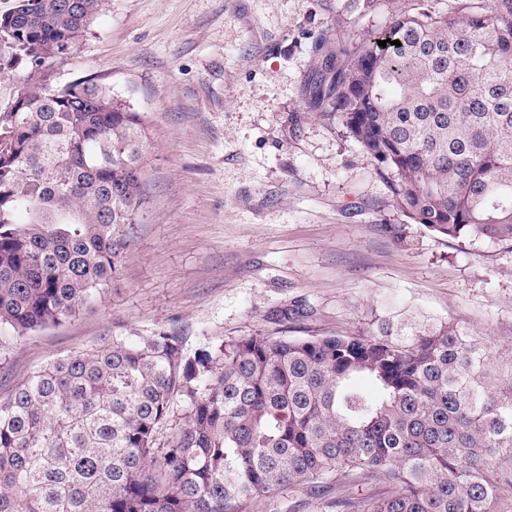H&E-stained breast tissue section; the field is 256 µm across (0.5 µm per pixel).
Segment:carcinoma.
<instances>
[{"label":"carcinoma","mask_w":512,"mask_h":512,"mask_svg":"<svg viewBox=\"0 0 512 512\" xmlns=\"http://www.w3.org/2000/svg\"><path fill=\"white\" fill-rule=\"evenodd\" d=\"M67 2L0 15V70L23 73L0 114V326L18 336L106 291L146 203L141 114L92 79L53 81L108 4ZM381 7L384 28L325 55L310 108L333 106L412 223L512 244V0L342 5ZM374 484L388 493L331 507L512 512V356L389 311L353 334L193 354L160 329L69 354L0 399V512H251ZM336 497L335 489L326 494L298 489L288 491V494L273 495L258 504L253 512H332L325 507L326 502Z\"/></svg>","instance_id":"cac0c4a2"}]
</instances>
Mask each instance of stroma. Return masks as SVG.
Wrapping results in <instances>:
<instances>
[{
    "label": "stroma",
    "mask_w": 512,
    "mask_h": 512,
    "mask_svg": "<svg viewBox=\"0 0 512 512\" xmlns=\"http://www.w3.org/2000/svg\"><path fill=\"white\" fill-rule=\"evenodd\" d=\"M340 0H109L57 82L95 79L143 116L147 202L118 276L76 317L0 328V398L119 336L171 328L187 351L367 328L383 306L512 351V245L410 223L375 162L309 106L326 49L385 26ZM298 489L257 512H329Z\"/></svg>",
    "instance_id": "35a3bbf8"
}]
</instances>
